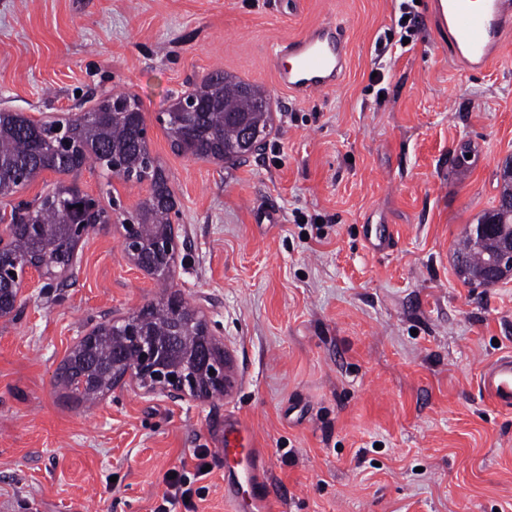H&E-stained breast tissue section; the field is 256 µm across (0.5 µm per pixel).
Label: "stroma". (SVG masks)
<instances>
[{
  "instance_id": "1",
  "label": "stroma",
  "mask_w": 512,
  "mask_h": 512,
  "mask_svg": "<svg viewBox=\"0 0 512 512\" xmlns=\"http://www.w3.org/2000/svg\"><path fill=\"white\" fill-rule=\"evenodd\" d=\"M431 2L403 46L400 0H0V111L48 121L135 95L179 242L165 281L137 268L119 216L150 184L96 165L16 193L73 184L112 220L0 316V512H156L169 470L201 450L195 510L228 512V417L261 448L278 512H512V409L478 389L512 353V275L469 285L454 262L512 158V35L468 71ZM329 19L346 25L340 85L291 93L277 46ZM215 72L270 97L272 129L241 162L179 153L160 122ZM365 224L391 226L394 249L371 252ZM173 292L231 351V394L129 382L70 398L60 375L81 338Z\"/></svg>"
}]
</instances>
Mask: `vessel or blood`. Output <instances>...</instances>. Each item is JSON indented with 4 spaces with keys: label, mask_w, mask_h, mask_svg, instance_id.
I'll list each match as a JSON object with an SVG mask.
<instances>
[{
    "label": "vessel or blood",
    "mask_w": 512,
    "mask_h": 512,
    "mask_svg": "<svg viewBox=\"0 0 512 512\" xmlns=\"http://www.w3.org/2000/svg\"><path fill=\"white\" fill-rule=\"evenodd\" d=\"M437 22L446 31L454 56L466 69L480 71L500 55L512 34V0H434ZM345 31L332 22L279 48L288 63L279 67V83L289 91L308 94L336 87L345 72ZM479 389L499 407H512V354L485 363ZM224 496L231 512H269L271 497L258 477L261 451L250 431L225 421Z\"/></svg>",
    "instance_id": "obj_1"
}]
</instances>
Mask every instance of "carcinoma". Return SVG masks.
Listing matches in <instances>:
<instances>
[{
    "mask_svg": "<svg viewBox=\"0 0 512 512\" xmlns=\"http://www.w3.org/2000/svg\"><path fill=\"white\" fill-rule=\"evenodd\" d=\"M188 97L200 101L199 107L190 112L180 98L170 106L163 123L174 148L195 159L239 160L250 153L244 148L248 139L259 144L270 126L266 92L234 76L211 74ZM138 108L134 96L114 94L94 109L99 118L66 119L70 135L65 142L58 139L56 121H24L13 112L0 111V198L13 196L44 171L71 172L91 162L126 182L150 181V197L122 223L148 227L144 241L152 243L170 224L173 201L167 178L141 135L144 119ZM92 203L93 199L75 186H57L32 202L12 206L10 214L0 215V221L10 220L12 235L10 250L0 260L13 258L22 266L30 264L52 274L71 260L76 244L74 226L110 221L106 211L93 210ZM490 219L506 230L512 228V208L499 207L478 223ZM462 243L457 256L464 263L458 270L464 281L474 284L491 258V246L478 244L469 234ZM166 307L163 299L130 320L150 336L199 335L200 324L191 310L185 308L179 316L169 317ZM64 384L77 399L92 398L112 388V325H100L90 342L79 344L69 355Z\"/></svg>",
    "mask_w": 512,
    "mask_h": 512,
    "instance_id": "1",
    "label": "carcinoma"
}]
</instances>
